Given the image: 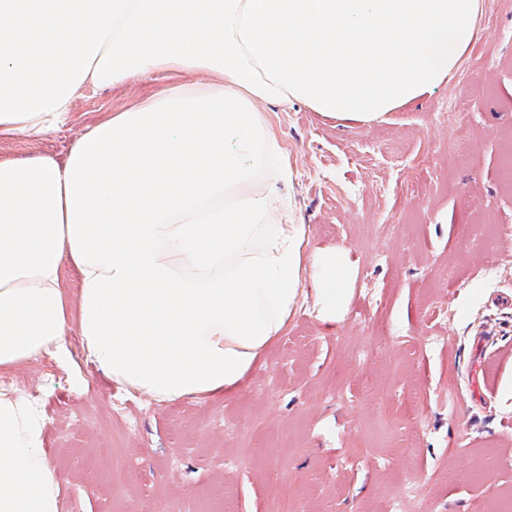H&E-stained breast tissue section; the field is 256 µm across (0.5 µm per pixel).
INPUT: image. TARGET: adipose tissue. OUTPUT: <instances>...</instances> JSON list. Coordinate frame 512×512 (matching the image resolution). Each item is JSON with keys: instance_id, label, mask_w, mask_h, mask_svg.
I'll use <instances>...</instances> for the list:
<instances>
[{"instance_id": "adipose-tissue-1", "label": "adipose tissue", "mask_w": 512, "mask_h": 512, "mask_svg": "<svg viewBox=\"0 0 512 512\" xmlns=\"http://www.w3.org/2000/svg\"><path fill=\"white\" fill-rule=\"evenodd\" d=\"M481 0H0V136L63 125L75 97L203 72L84 134L0 160V371L66 362L76 332L116 386L238 392L305 298L333 326L341 250L308 253L267 103L369 125L458 68ZM74 288H67L65 274ZM34 404L0 391V512H60Z\"/></svg>"}]
</instances>
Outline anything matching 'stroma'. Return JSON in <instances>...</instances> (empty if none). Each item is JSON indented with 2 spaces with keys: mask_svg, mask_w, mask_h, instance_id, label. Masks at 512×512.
I'll list each match as a JSON object with an SVG mask.
<instances>
[{
  "mask_svg": "<svg viewBox=\"0 0 512 512\" xmlns=\"http://www.w3.org/2000/svg\"><path fill=\"white\" fill-rule=\"evenodd\" d=\"M165 85L83 91L59 129L0 137V158L67 150ZM264 110L309 251L347 253L341 321L304 303L238 393L200 401L119 389L74 332L67 363L11 369L39 397L60 512H488L512 486V0H483L451 78L384 120Z\"/></svg>",
  "mask_w": 512,
  "mask_h": 512,
  "instance_id": "stroma-1",
  "label": "stroma"
}]
</instances>
